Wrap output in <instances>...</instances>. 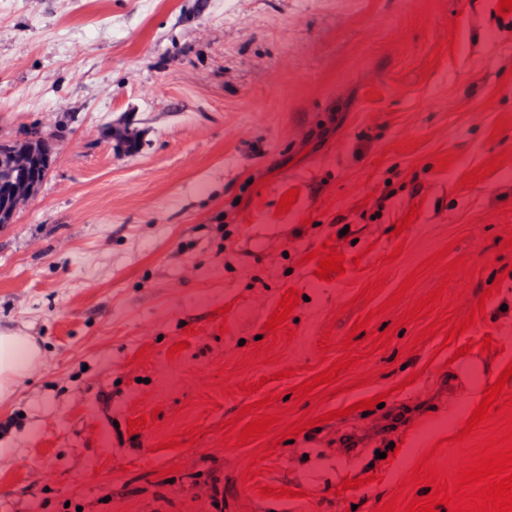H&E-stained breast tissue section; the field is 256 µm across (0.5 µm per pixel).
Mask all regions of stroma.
Wrapping results in <instances>:
<instances>
[{"instance_id":"obj_1","label":"stroma","mask_w":512,"mask_h":512,"mask_svg":"<svg viewBox=\"0 0 512 512\" xmlns=\"http://www.w3.org/2000/svg\"><path fill=\"white\" fill-rule=\"evenodd\" d=\"M499 2L0 0V140L58 127L45 182L0 225V328L41 347L0 405V512H375L429 448L453 475L474 448L455 435L512 364V249L498 250L512 229V160L475 188L458 185L512 146V130L489 139L512 116V14L497 15ZM453 19L454 52L423 76ZM372 88L381 99L367 100ZM427 97L443 107L422 109ZM119 123L138 131V151L109 136ZM414 138L417 151H394ZM445 151L455 159L435 171ZM356 183L377 200L354 194ZM415 205L419 217L393 237ZM328 240L347 257L331 282L312 256ZM447 246L450 257L419 271ZM462 256L467 267L446 279ZM408 277L412 290L391 303ZM376 279L382 288L362 302ZM443 280L439 314L482 301L486 320L421 339L430 318L404 326L401 316ZM290 290L302 297L295 335L277 341L263 327ZM389 328L394 340L376 346L373 332ZM486 336L496 349L460 354ZM344 356L359 360L340 373L347 392L330 384L324 400H297L296 387ZM380 394L384 408L355 411ZM261 398L279 420L257 460L254 443L226 445L218 428L245 427L239 409ZM399 405L414 414L385 441L335 444ZM309 412L316 427L286 441ZM145 413L154 427L129 434ZM172 437L181 449H161ZM255 461L264 471L252 476ZM369 473L376 482L337 494ZM263 485L295 496L262 498Z\"/></svg>"}]
</instances>
